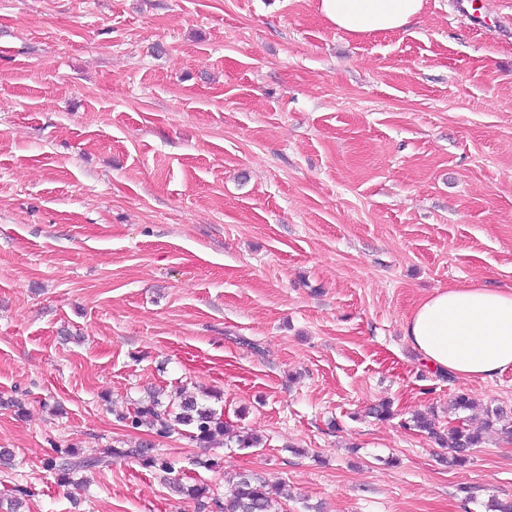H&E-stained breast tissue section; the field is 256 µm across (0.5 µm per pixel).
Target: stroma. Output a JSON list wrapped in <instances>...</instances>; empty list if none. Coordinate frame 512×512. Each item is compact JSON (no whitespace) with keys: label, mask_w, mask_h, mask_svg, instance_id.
<instances>
[{"label":"stroma","mask_w":512,"mask_h":512,"mask_svg":"<svg viewBox=\"0 0 512 512\" xmlns=\"http://www.w3.org/2000/svg\"><path fill=\"white\" fill-rule=\"evenodd\" d=\"M319 2L0 0V501L196 512L133 458L79 487L43 466L142 440L219 495L281 483L275 512L512 499V442L451 467L409 426L447 432L460 391L474 419L512 409V369L460 380L403 337L438 289L512 288V0H477L482 25L425 0L366 36ZM150 388L207 396L259 445L131 428Z\"/></svg>","instance_id":"stroma-1"}]
</instances>
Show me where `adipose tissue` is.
<instances>
[{
	"label": "adipose tissue",
	"mask_w": 512,
	"mask_h": 512,
	"mask_svg": "<svg viewBox=\"0 0 512 512\" xmlns=\"http://www.w3.org/2000/svg\"><path fill=\"white\" fill-rule=\"evenodd\" d=\"M424 0H320L319 11L352 35L395 32L418 21ZM431 369L486 380L512 369V289L482 282L437 290L404 323Z\"/></svg>",
	"instance_id": "adipose-tissue-1"
}]
</instances>
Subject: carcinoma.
Segmentation results:
<instances>
[{"label": "carcinoma", "mask_w": 512, "mask_h": 512, "mask_svg": "<svg viewBox=\"0 0 512 512\" xmlns=\"http://www.w3.org/2000/svg\"><path fill=\"white\" fill-rule=\"evenodd\" d=\"M124 419L132 428L146 426L158 435L169 434L176 427H185L189 439L208 448L218 437H233L241 448H250L257 443L256 438L234 432L233 426L224 421V414L201 403L195 397L177 395L175 400L162 404L158 396L152 394L146 400L135 403L134 408ZM413 427L438 439L449 449L448 466H463L468 462L471 449L483 440L490 429H496L503 438L512 441V410L500 406L486 409V419L478 427L470 425L464 417L456 418L446 434L436 429L435 422L423 413L412 416ZM114 457H132L146 468H154L171 474L173 464L163 455L154 452L147 444L134 448H108L103 452L80 456L69 449H62L54 457L44 461V468L55 472L60 478H70L81 471L106 467ZM174 491L187 495L197 502L199 512H271L272 504L282 497L279 484L268 482L251 472L236 474L229 491L219 497L210 493L204 485L186 487L181 478L170 481Z\"/></svg>", "instance_id": "cac0c4a2"}]
</instances>
